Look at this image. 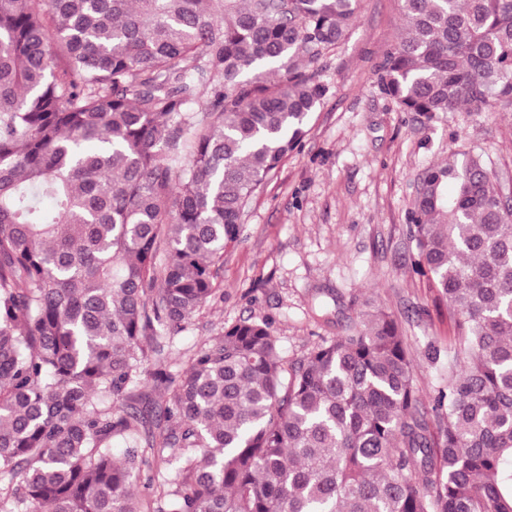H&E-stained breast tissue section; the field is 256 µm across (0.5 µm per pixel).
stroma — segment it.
<instances>
[{
  "label": "stroma",
  "mask_w": 512,
  "mask_h": 512,
  "mask_svg": "<svg viewBox=\"0 0 512 512\" xmlns=\"http://www.w3.org/2000/svg\"><path fill=\"white\" fill-rule=\"evenodd\" d=\"M403 27L399 0H357L347 37L316 64L329 92L301 148L248 205L215 299L166 349L174 370L243 319L269 322L293 362L380 306L399 325L423 407L447 384L454 323L438 288L413 269L414 185L428 165L475 150L512 192V109L432 119L400 111L377 66Z\"/></svg>",
  "instance_id": "35a3bbf8"
}]
</instances>
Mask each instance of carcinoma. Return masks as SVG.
Returning a JSON list of instances; mask_svg holds the SVG:
<instances>
[{
    "label": "carcinoma",
    "mask_w": 512,
    "mask_h": 512,
    "mask_svg": "<svg viewBox=\"0 0 512 512\" xmlns=\"http://www.w3.org/2000/svg\"><path fill=\"white\" fill-rule=\"evenodd\" d=\"M400 7L378 65L400 111L512 107V0ZM355 18L356 0H0V512H512V221L480 154L426 167L409 214L455 322L431 412L382 307L299 362L247 319L163 366Z\"/></svg>",
    "instance_id": "cac0c4a2"
}]
</instances>
